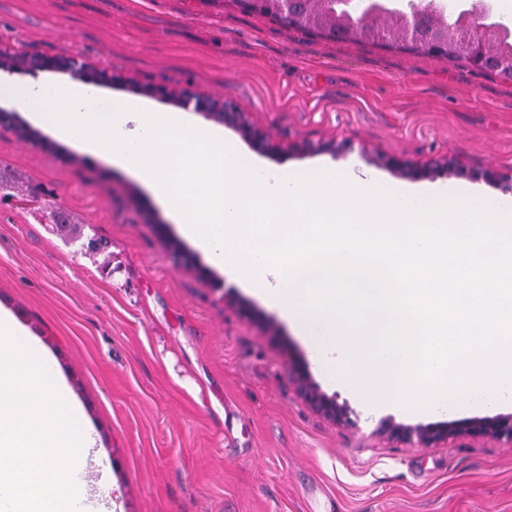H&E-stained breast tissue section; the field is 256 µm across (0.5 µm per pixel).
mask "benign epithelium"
Segmentation results:
<instances>
[{"mask_svg": "<svg viewBox=\"0 0 512 512\" xmlns=\"http://www.w3.org/2000/svg\"><path fill=\"white\" fill-rule=\"evenodd\" d=\"M245 3H269L271 12L279 21L292 24L299 14V6L307 0H243ZM439 12L430 7L424 0L413 4L412 15L402 29L401 41L410 44L416 51L431 54L439 59H447L455 55L464 56L473 66L485 69L494 66L498 72L512 79V61L505 62L500 56L493 54L487 44V18L492 16L491 5L487 0H475L472 4L473 23L470 32L463 40L448 46V35H433L428 31L430 22ZM41 71H53L69 75L72 79L85 83H110L115 76L106 69L93 68L76 57H41L28 72L34 76ZM154 96L170 99L183 108H191L206 118L220 122L235 129L243 139L255 149L262 152L278 150L264 129L254 125L248 117L235 111L227 101L210 98L193 88H182L171 91L166 87L147 89ZM296 380L303 399L315 410L339 424L353 428L348 406L339 404L336 398L326 395L310 378L304 369L296 372ZM377 432L392 439L408 442L421 448L454 437L507 439L512 441V413L496 414L471 418L466 421L428 426H405L391 420H383Z\"/></svg>", "mask_w": 512, "mask_h": 512, "instance_id": "1", "label": "benign epithelium"}]
</instances>
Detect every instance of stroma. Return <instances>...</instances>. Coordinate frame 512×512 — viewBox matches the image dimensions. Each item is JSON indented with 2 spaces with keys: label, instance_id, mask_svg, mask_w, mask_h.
<instances>
[{
  "label": "stroma",
  "instance_id": "35a3bbf8",
  "mask_svg": "<svg viewBox=\"0 0 512 512\" xmlns=\"http://www.w3.org/2000/svg\"><path fill=\"white\" fill-rule=\"evenodd\" d=\"M0 54L76 56L118 75L109 98L155 110L150 86L233 103L281 145L242 159L312 174L355 164L378 185L429 183L512 195V82L405 45L332 41L242 12L235 0H0ZM0 125V170L37 189L0 198V308L65 378L97 435L86 481L103 512H512V442L458 438L418 448L377 434L512 413L370 412L312 365L293 326L214 266L129 172L53 130ZM318 144L302 153L298 144ZM347 143L332 152L329 143ZM449 158L458 175L433 171ZM78 224L66 240L48 209ZM106 242L87 250L89 239ZM348 404L357 428L311 408L297 366Z\"/></svg>",
  "mask_w": 512,
  "mask_h": 512
}]
</instances>
